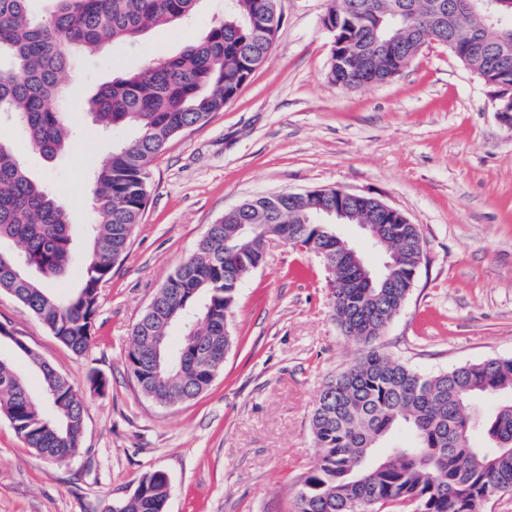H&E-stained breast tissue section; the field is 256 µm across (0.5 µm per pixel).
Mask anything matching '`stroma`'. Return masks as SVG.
Masks as SVG:
<instances>
[{
    "instance_id": "1",
    "label": "stroma",
    "mask_w": 512,
    "mask_h": 512,
    "mask_svg": "<svg viewBox=\"0 0 512 512\" xmlns=\"http://www.w3.org/2000/svg\"><path fill=\"white\" fill-rule=\"evenodd\" d=\"M327 7L277 0L281 24L267 60L222 110L153 161L146 209L124 260L100 286L83 354L0 291V323L15 334L0 338V356L37 394L41 376L28 360L36 354L85 404L82 446L62 464L28 448L0 416V512H104L156 470L170 481L166 512H296L318 455L311 411L326 379L360 354L331 317L329 275L318 259L270 242L240 290L224 367L198 398L158 405L127 363L132 328L158 289L209 224L251 198L335 188L402 211L419 225L424 254L383 350L427 375L512 357V128L479 77L439 44L391 82L337 87L327 76ZM223 15L224 0H200L187 24L150 29L132 48L78 54L71 77L89 94L178 53ZM67 117L81 135L52 161L17 124L1 121L0 138L69 209L81 254L88 179L133 132L101 135L80 109ZM96 375L108 381L104 392L91 387Z\"/></svg>"
}]
</instances>
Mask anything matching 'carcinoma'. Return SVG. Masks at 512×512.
Masks as SVG:
<instances>
[{"label":"carcinoma","mask_w":512,"mask_h":512,"mask_svg":"<svg viewBox=\"0 0 512 512\" xmlns=\"http://www.w3.org/2000/svg\"><path fill=\"white\" fill-rule=\"evenodd\" d=\"M33 0H0V108L26 130L31 147L53 158L71 143L64 109L86 110L101 131L132 128L94 173L89 247L81 283L67 297L45 287L77 258L72 224L48 186L33 179L12 146L0 139V290L12 294L73 353L91 339L99 287L124 257L146 208L149 169L182 131L221 110L254 69L265 62L280 20L273 0H233L224 18L179 53L96 86L81 99L68 94L74 54L112 43L134 45L154 26L189 19L201 0H53L45 16ZM460 0H330L338 14L341 67L329 65L335 84L356 87L392 81L421 45L409 33L433 32L492 91L512 86V56L490 48L512 28V0H504L492 30L478 17L458 19ZM336 203L331 196L298 193L273 208L255 198L208 226L193 258L180 265L133 326L128 364L141 391L160 406L196 398L211 384L206 367L231 349L224 321L235 308V280L253 270L264 239L288 224L292 246L316 253L330 246L332 228L311 224L308 206ZM254 224L246 238L237 225ZM416 224H381L376 243L392 250L398 285L360 277L335 250L332 317L361 347V357L322 386L310 427L320 449L297 491V512H348L357 500L377 512H482L487 489L512 492V358H491L424 375L379 345L409 294L419 259ZM43 400L33 396L13 365L0 358V415L45 459L68 461L81 447L84 400L74 386L39 358ZM498 397L495 411L478 418L479 398ZM166 474L142 477L113 512H165Z\"/></svg>","instance_id":"obj_1"}]
</instances>
